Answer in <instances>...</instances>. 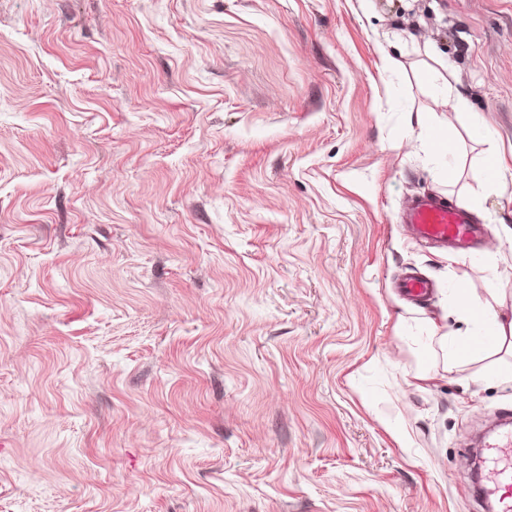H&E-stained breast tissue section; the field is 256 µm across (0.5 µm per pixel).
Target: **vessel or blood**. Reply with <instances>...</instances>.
Wrapping results in <instances>:
<instances>
[{"label": "vessel or blood", "instance_id": "vessel-or-blood-1", "mask_svg": "<svg viewBox=\"0 0 512 512\" xmlns=\"http://www.w3.org/2000/svg\"><path fill=\"white\" fill-rule=\"evenodd\" d=\"M401 222L413 239L458 251L475 250L485 235L484 227L474 223L466 209L432 194L411 198ZM488 462L491 486L483 494L495 496L497 512H512V435L503 436L491 447Z\"/></svg>", "mask_w": 512, "mask_h": 512}]
</instances>
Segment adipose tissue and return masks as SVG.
<instances>
[{
    "instance_id": "ef3b65f1",
    "label": "adipose tissue",
    "mask_w": 512,
    "mask_h": 512,
    "mask_svg": "<svg viewBox=\"0 0 512 512\" xmlns=\"http://www.w3.org/2000/svg\"><path fill=\"white\" fill-rule=\"evenodd\" d=\"M461 329L438 335L433 321L417 325L406 324V331H420L424 347L440 345L444 352L443 364L454 372L467 365H475L474 382L507 381L511 378L504 368L512 358V316L497 310L485 298L474 294L464 296L458 309Z\"/></svg>"
}]
</instances>
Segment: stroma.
I'll use <instances>...</instances> for the list:
<instances>
[{
  "mask_svg": "<svg viewBox=\"0 0 512 512\" xmlns=\"http://www.w3.org/2000/svg\"><path fill=\"white\" fill-rule=\"evenodd\" d=\"M418 193L512 226V0H0V512H484L512 382L401 322L511 307L512 250L411 239ZM417 124L426 132L428 147L440 156L455 157L456 146L449 139L436 138L434 134V124L424 115H418ZM487 153L488 177L484 183L483 195L498 193L502 187V178H504L503 170L505 169L503 153L498 145L490 143L485 150Z\"/></svg>",
  "mask_w": 512,
  "mask_h": 512,
  "instance_id": "35a3bbf8",
  "label": "stroma"
}]
</instances>
